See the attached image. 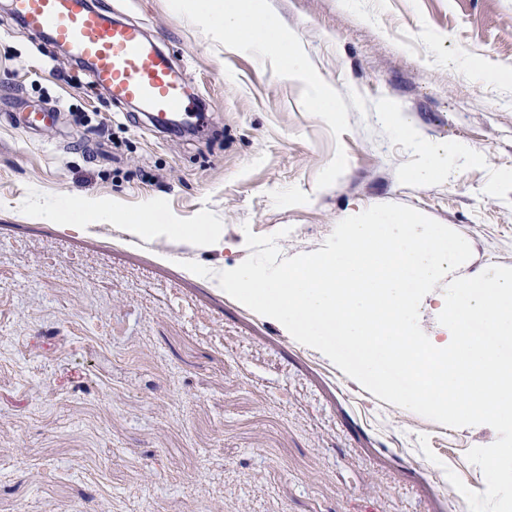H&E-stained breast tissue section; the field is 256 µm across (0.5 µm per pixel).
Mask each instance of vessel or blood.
<instances>
[{"mask_svg":"<svg viewBox=\"0 0 512 512\" xmlns=\"http://www.w3.org/2000/svg\"><path fill=\"white\" fill-rule=\"evenodd\" d=\"M25 29L47 35L71 60L86 65L91 82L117 103L136 104L155 122L201 124L184 71L137 23L113 19L91 0H11Z\"/></svg>","mask_w":512,"mask_h":512,"instance_id":"b4317fda","label":"vessel or blood"}]
</instances>
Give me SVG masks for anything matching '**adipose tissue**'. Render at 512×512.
<instances>
[{"label":"adipose tissue","mask_w":512,"mask_h":512,"mask_svg":"<svg viewBox=\"0 0 512 512\" xmlns=\"http://www.w3.org/2000/svg\"><path fill=\"white\" fill-rule=\"evenodd\" d=\"M195 10L202 21L223 31L225 41L231 43L238 40L244 14H251L261 26L263 49L283 59L288 72L309 76L310 69L305 55L293 39L284 33L279 20L267 12L264 0H247L242 10L238 9L233 0H197Z\"/></svg>","instance_id":"adipose-tissue-1"}]
</instances>
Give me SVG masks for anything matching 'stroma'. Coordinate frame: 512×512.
<instances>
[{
  "mask_svg": "<svg viewBox=\"0 0 512 512\" xmlns=\"http://www.w3.org/2000/svg\"><path fill=\"white\" fill-rule=\"evenodd\" d=\"M0 0V512H469L451 428L374 396L185 269L232 268L246 232L288 258L341 220L412 207L461 234L456 276L512 267V0H266L340 117L190 0H93L160 39L218 136L147 129ZM34 110L56 113L40 132ZM397 114L400 123L385 120ZM462 143L445 174L414 179ZM106 217L68 229L66 207ZM149 214L202 242L127 232ZM427 436L434 459L419 446ZM448 165V154L430 153L427 154L423 164L415 172V178L419 181H429L437 175L444 173Z\"/></svg>",
  "mask_w": 512,
  "mask_h": 512,
  "instance_id": "stroma-1",
  "label": "stroma"
}]
</instances>
